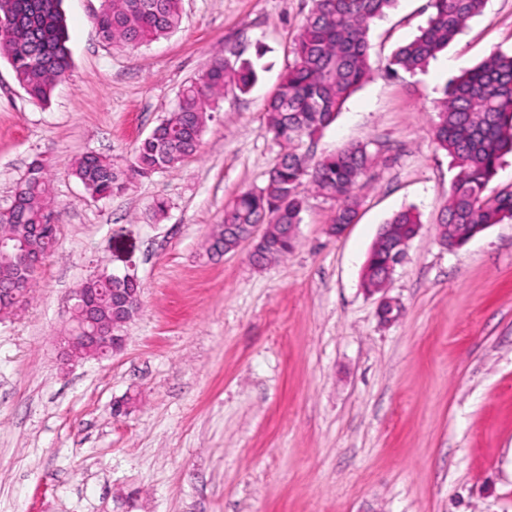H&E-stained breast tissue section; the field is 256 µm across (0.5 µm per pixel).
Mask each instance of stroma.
<instances>
[{"instance_id":"35a3bbf8","label":"stroma","mask_w":512,"mask_h":512,"mask_svg":"<svg viewBox=\"0 0 512 512\" xmlns=\"http://www.w3.org/2000/svg\"><path fill=\"white\" fill-rule=\"evenodd\" d=\"M100 4L63 0L73 64L48 103L0 57V211L38 160L62 212L30 304L0 319V512H512V220L440 244L456 171L434 136L448 80L512 54V0H487L415 73L387 65L427 0L375 23L371 76L302 146L316 160L366 144L358 219L329 236L335 202L307 193L295 249L263 268L205 244L280 154L265 104L310 0H182L179 29L134 49L96 37ZM213 57L252 62L259 80L216 100L198 154L88 197L72 162L126 164ZM407 208L422 226L385 288L387 324L361 272ZM105 269L141 286L126 346L61 367L72 291Z\"/></svg>"}]
</instances>
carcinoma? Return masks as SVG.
I'll list each match as a JSON object with an SVG mask.
<instances>
[{"label":"carcinoma","instance_id":"1","mask_svg":"<svg viewBox=\"0 0 512 512\" xmlns=\"http://www.w3.org/2000/svg\"><path fill=\"white\" fill-rule=\"evenodd\" d=\"M182 0H102L93 23L99 37L135 48L176 31L182 20ZM397 0H311L310 11L294 39L293 62L268 100L266 131L281 148L266 184L245 191L224 209V224L212 236L208 252L222 256L236 245L248 224L267 225L264 243L252 254L257 267L286 257L295 247L310 190L337 203L332 223L352 224L358 201L354 190L367 173L371 156L361 143L316 161L299 151L301 144L332 124L350 94L371 72L369 32ZM486 0H428L426 27L392 56L394 69H424L475 17ZM62 0H0V15L13 23L0 26V56L7 59L15 79L29 98L44 104L71 68L69 35ZM259 78L255 65H232L211 59L197 78L184 84L178 102L153 128L126 167L93 154L78 158L71 174L85 193L103 199L126 189L138 176L174 169L200 148L205 115L212 102L231 85L249 92ZM435 139L457 169L448 202L441 213L440 240L460 244L489 224L512 219V187L486 193L503 158L512 154V55L491 52L479 64L448 81L435 105ZM51 176L36 160L17 183L10 210L0 213V236L29 255H52L59 225L45 219L56 209ZM420 218L411 209L394 214L383 236L405 245L419 230ZM389 249L374 242L362 272V286L382 287L377 272L388 269ZM39 270L16 256L0 255V315L13 314L31 301ZM135 288L112 282L108 274L80 283L97 290L107 303L108 288Z\"/></svg>","mask_w":512,"mask_h":512}]
</instances>
